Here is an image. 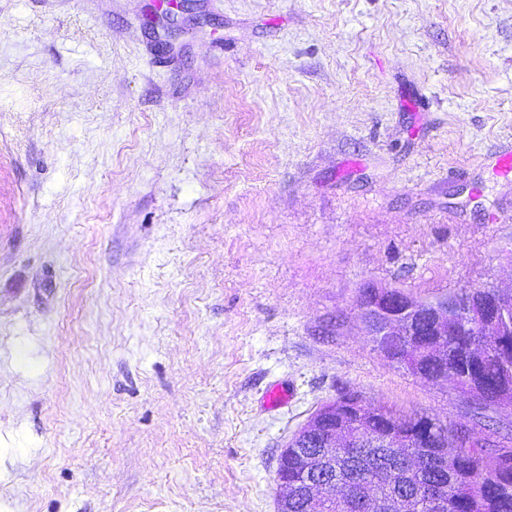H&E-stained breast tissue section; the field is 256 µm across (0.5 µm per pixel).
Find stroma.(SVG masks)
Here are the masks:
<instances>
[{
  "label": "stroma",
  "instance_id": "stroma-1",
  "mask_svg": "<svg viewBox=\"0 0 512 512\" xmlns=\"http://www.w3.org/2000/svg\"><path fill=\"white\" fill-rule=\"evenodd\" d=\"M506 147L512 0H0V512H275L346 391L512 447L358 311L512 289Z\"/></svg>",
  "mask_w": 512,
  "mask_h": 512
}]
</instances>
